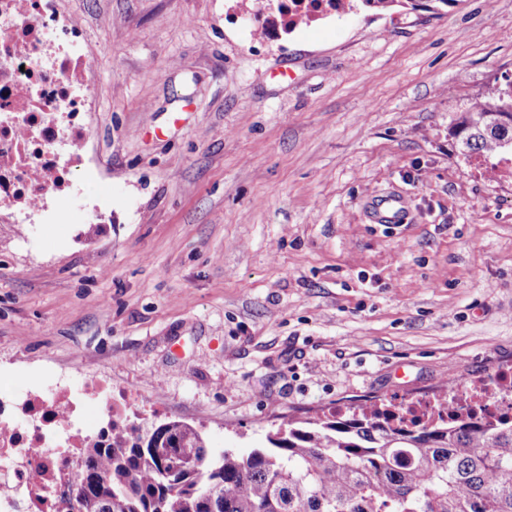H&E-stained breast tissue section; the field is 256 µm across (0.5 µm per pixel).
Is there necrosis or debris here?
<instances>
[{"label": "necrosis or debris", "mask_w": 512, "mask_h": 512, "mask_svg": "<svg viewBox=\"0 0 512 512\" xmlns=\"http://www.w3.org/2000/svg\"><path fill=\"white\" fill-rule=\"evenodd\" d=\"M86 44L59 0H0V224H58L84 211ZM125 411L94 377L0 391V512H52L73 483L76 450L111 446L112 416Z\"/></svg>", "instance_id": "obj_1"}]
</instances>
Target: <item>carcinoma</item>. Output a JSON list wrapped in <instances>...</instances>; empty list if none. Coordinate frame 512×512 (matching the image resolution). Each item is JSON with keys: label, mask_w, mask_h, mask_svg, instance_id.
<instances>
[{"label": "carcinoma", "mask_w": 512, "mask_h": 512, "mask_svg": "<svg viewBox=\"0 0 512 512\" xmlns=\"http://www.w3.org/2000/svg\"><path fill=\"white\" fill-rule=\"evenodd\" d=\"M512 79L494 80L450 127L461 153L512 160ZM268 446L208 450L200 430L168 420L146 432L112 420V447L82 448V474L59 512H512V418L453 412L448 397L416 413L373 400L290 421Z\"/></svg>", "instance_id": "carcinoma-1"}]
</instances>
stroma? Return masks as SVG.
Listing matches in <instances>:
<instances>
[{
    "label": "stroma",
    "instance_id": "35a3bbf8",
    "mask_svg": "<svg viewBox=\"0 0 512 512\" xmlns=\"http://www.w3.org/2000/svg\"><path fill=\"white\" fill-rule=\"evenodd\" d=\"M278 4L62 0L95 100L82 178L112 221L0 224L1 386L97 376L219 452L512 368V170L449 133L512 76V0L294 28ZM380 192L408 223L371 221Z\"/></svg>",
    "mask_w": 512,
    "mask_h": 512
}]
</instances>
